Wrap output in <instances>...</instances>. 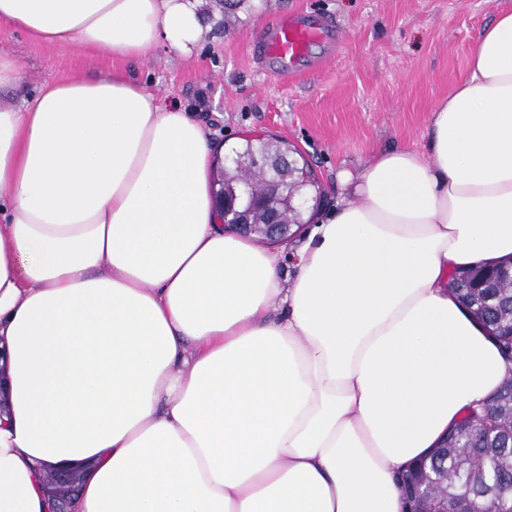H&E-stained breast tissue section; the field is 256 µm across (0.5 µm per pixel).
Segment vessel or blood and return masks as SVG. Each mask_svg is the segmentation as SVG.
<instances>
[{"instance_id":"vessel-or-blood-1","label":"vessel or blood","mask_w":512,"mask_h":512,"mask_svg":"<svg viewBox=\"0 0 512 512\" xmlns=\"http://www.w3.org/2000/svg\"><path fill=\"white\" fill-rule=\"evenodd\" d=\"M336 35L331 21L302 14L285 15L264 33L252 54L270 73L295 75L312 65L313 45L331 42Z\"/></svg>"}]
</instances>
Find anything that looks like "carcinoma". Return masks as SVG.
<instances>
[{
	"label": "carcinoma",
	"instance_id": "cac0c4a2",
	"mask_svg": "<svg viewBox=\"0 0 512 512\" xmlns=\"http://www.w3.org/2000/svg\"><path fill=\"white\" fill-rule=\"evenodd\" d=\"M239 152L250 160L242 189L263 195L262 160L270 155V141L247 139ZM287 183L290 191L314 185L308 164L295 165ZM453 290L512 362V261L461 270ZM413 470L448 489V496L466 500L473 512H512V369L496 395L469 410Z\"/></svg>",
	"mask_w": 512,
	"mask_h": 512
}]
</instances>
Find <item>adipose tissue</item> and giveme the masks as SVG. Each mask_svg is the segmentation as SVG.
Masks as SVG:
<instances>
[{
	"mask_svg": "<svg viewBox=\"0 0 512 512\" xmlns=\"http://www.w3.org/2000/svg\"><path fill=\"white\" fill-rule=\"evenodd\" d=\"M201 0H0L30 41L191 54ZM0 51V512H403L397 473L512 365L454 271L512 258V9L418 149L378 152L300 238L225 230L212 146L119 74ZM56 492L54 498L58 502L55 512H71L70 504L79 491L81 474L72 470H50Z\"/></svg>",
	"mask_w": 512,
	"mask_h": 512,
	"instance_id": "obj_1",
	"label": "adipose tissue"
}]
</instances>
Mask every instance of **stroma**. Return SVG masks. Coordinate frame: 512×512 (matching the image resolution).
Masks as SVG:
<instances>
[{"label": "stroma", "mask_w": 512, "mask_h": 512, "mask_svg": "<svg viewBox=\"0 0 512 512\" xmlns=\"http://www.w3.org/2000/svg\"><path fill=\"white\" fill-rule=\"evenodd\" d=\"M512 0H203L202 36L192 57L163 46L146 59L56 47L0 31V50L20 64L17 95L45 80H93L121 72L165 103L191 112L216 150L254 137L288 143L313 170L322 198L341 194L338 174L357 171L380 150L417 148L430 111L465 78L478 35ZM330 16L343 32L329 62L283 82L251 60L252 45L279 17Z\"/></svg>", "instance_id": "stroma-1"}]
</instances>
